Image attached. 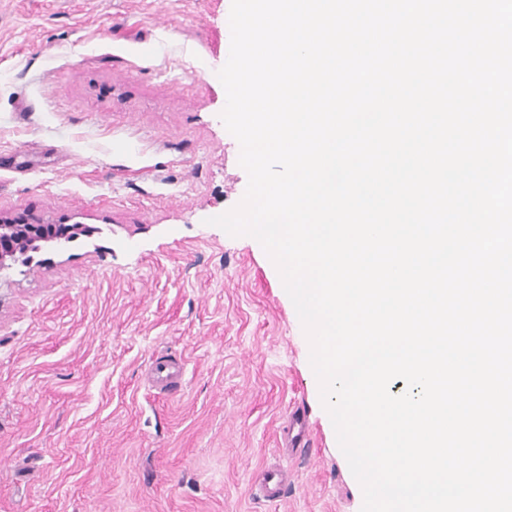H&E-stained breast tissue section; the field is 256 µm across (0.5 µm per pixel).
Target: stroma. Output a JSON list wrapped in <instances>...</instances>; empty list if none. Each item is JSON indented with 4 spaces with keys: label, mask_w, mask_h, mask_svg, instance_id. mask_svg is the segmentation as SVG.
<instances>
[{
    "label": "stroma",
    "mask_w": 512,
    "mask_h": 512,
    "mask_svg": "<svg viewBox=\"0 0 512 512\" xmlns=\"http://www.w3.org/2000/svg\"><path fill=\"white\" fill-rule=\"evenodd\" d=\"M230 8L0 0V210L85 230L0 286V512H361L274 263L208 223L248 182ZM158 354L178 391L149 385Z\"/></svg>",
    "instance_id": "stroma-1"
}]
</instances>
